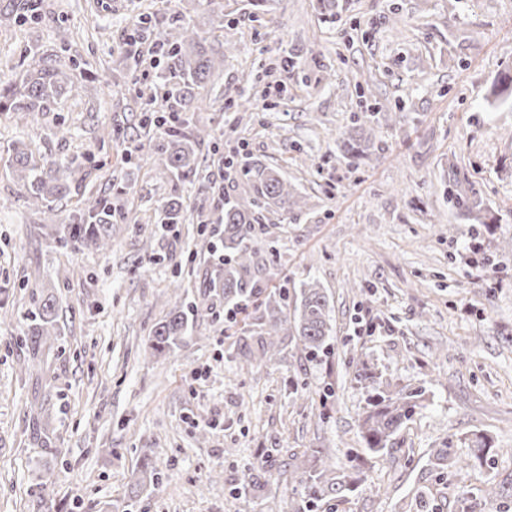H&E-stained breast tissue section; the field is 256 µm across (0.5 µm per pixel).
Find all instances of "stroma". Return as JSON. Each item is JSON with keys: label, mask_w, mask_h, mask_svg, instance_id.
I'll return each mask as SVG.
<instances>
[{"label": "stroma", "mask_w": 512, "mask_h": 512, "mask_svg": "<svg viewBox=\"0 0 512 512\" xmlns=\"http://www.w3.org/2000/svg\"><path fill=\"white\" fill-rule=\"evenodd\" d=\"M23 11L0 0V82L18 81L39 57L79 66L53 111L34 121L0 113V512H41L44 499L53 512H294L297 471L314 448L336 469L354 461L363 473L336 512H413L422 486L439 512H459L462 499L478 504L489 486L512 485V103L487 104L493 80L512 68V0H338L332 23L317 0H275L268 12L250 0H39L37 14ZM218 14L224 71L199 89L206 107L188 118L220 147L202 144L199 160L235 196L241 170L218 157L245 151L303 197L269 215L248 247L267 288L317 282L335 319L325 355L310 358L287 336L276 368L248 373L239 363L256 344L249 319H229L199 287L218 256L215 225L197 221L195 187L181 188L186 222L160 228L170 174L125 159L160 134L141 123L138 102L167 63L162 53L125 58L128 26L181 18L205 31ZM258 58L277 64L287 91L274 111L228 124L225 93L259 90ZM364 82L406 109L375 124L355 165L341 145ZM15 142L89 155L57 203L63 223L83 194L125 182L111 251L57 243L40 210L18 199L3 160ZM453 163L481 190L485 224L449 203ZM176 290L211 313L157 355L148 334ZM39 295L60 309L58 337L38 363L25 314ZM358 364L391 393L425 391L392 454L365 449L359 416L371 386L355 379ZM477 432L502 455L444 478L429 470L442 438ZM146 456L163 484L137 493ZM265 456L264 490L234 496L245 465Z\"/></svg>", "instance_id": "1"}]
</instances>
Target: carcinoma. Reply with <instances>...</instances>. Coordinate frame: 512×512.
<instances>
[{
	"instance_id": "cac0c4a2",
	"label": "carcinoma",
	"mask_w": 512,
	"mask_h": 512,
	"mask_svg": "<svg viewBox=\"0 0 512 512\" xmlns=\"http://www.w3.org/2000/svg\"><path fill=\"white\" fill-rule=\"evenodd\" d=\"M152 32L167 47L168 63L163 75L167 99L176 103L168 111L182 113L179 118H166L162 126V138L149 147L139 146L137 161L147 154H156L172 177L182 180L194 178L199 182L198 192L205 198L218 197L224 202V249L223 267L215 276L206 280L208 293L222 297L224 303L247 309L253 308L252 320L255 335L265 337L261 342L262 355L259 364L272 368L278 364L275 337L282 332L297 337L303 350L311 357H318L328 347L332 336L331 301L324 289L304 283L295 293L293 318H288V289L266 292L265 285L251 271L252 259L246 241L252 236L255 225L262 223V212L286 213L300 205L294 188L273 168L256 164L246 165L244 177L248 188L233 198L224 196V189L216 186L198 170L197 152L214 134L190 124L184 116L200 108L203 100L195 88L210 82L214 72L224 67V51L206 48V38L187 21L156 28L146 18L133 23L131 36L138 37ZM77 61L65 65L56 60H40L26 70L21 87L0 85V112H17L35 117L52 110L70 80V72ZM363 111L368 122L379 121L383 106L372 98L370 91L359 86ZM7 165L18 185L19 198L30 206L41 209L55 225L58 239L71 241L78 246L93 247L100 251L112 249V200L91 195L80 200L79 218L82 224L56 223L55 201L70 192L68 178L81 171L80 157L57 159L37 155L26 145L13 144L7 157ZM448 201L460 212L477 220L481 212L482 198L467 174L452 167L448 173ZM186 219L182 198L170 194L161 205L157 223L170 226ZM56 297L47 296L28 314V348L36 357L56 335ZM188 330V315L180 294L165 319L151 330L150 344L157 353L170 351L179 346ZM424 392L399 393L396 396L376 392L370 395L361 417V434L365 450L375 455H385L394 449L396 436L411 419ZM470 452L457 454L451 438H444L430 455V465L439 474L450 466H468L491 460L493 446L487 436L476 434L467 439ZM320 451L312 454V462L303 471L298 485L302 488L295 512H314L317 504L342 499L362 482L360 472L345 475L319 464ZM264 472L260 467L249 466L247 479L241 493L248 495L263 485ZM161 471L154 465L142 463L135 487L145 489L161 485Z\"/></svg>"
}]
</instances>
